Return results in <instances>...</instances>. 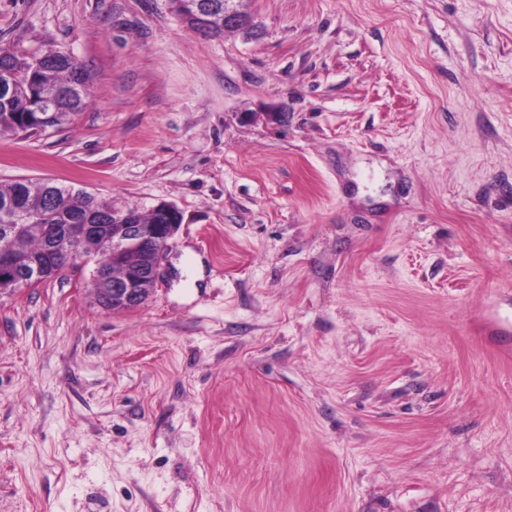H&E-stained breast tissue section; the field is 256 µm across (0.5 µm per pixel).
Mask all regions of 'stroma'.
Here are the masks:
<instances>
[{
	"instance_id": "stroma-1",
	"label": "stroma",
	"mask_w": 512,
	"mask_h": 512,
	"mask_svg": "<svg viewBox=\"0 0 512 512\" xmlns=\"http://www.w3.org/2000/svg\"><path fill=\"white\" fill-rule=\"evenodd\" d=\"M245 7L0 0L93 99L0 184L183 216L142 307L0 294V512H512V0ZM184 20L180 18L186 30L210 31L219 22L224 30L229 28L253 29L254 20L250 12L242 7L247 0H224L220 2L207 0H183ZM191 24V25H190Z\"/></svg>"
}]
</instances>
